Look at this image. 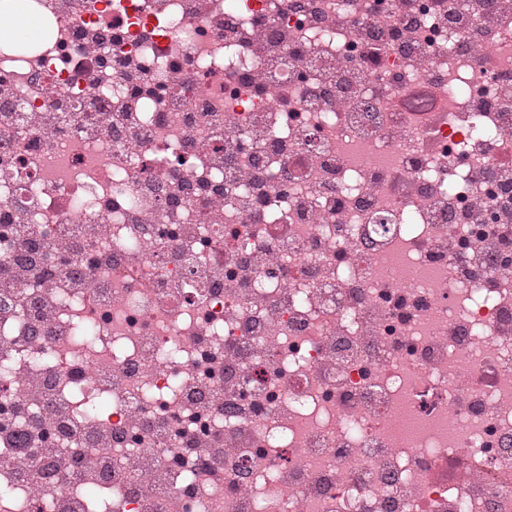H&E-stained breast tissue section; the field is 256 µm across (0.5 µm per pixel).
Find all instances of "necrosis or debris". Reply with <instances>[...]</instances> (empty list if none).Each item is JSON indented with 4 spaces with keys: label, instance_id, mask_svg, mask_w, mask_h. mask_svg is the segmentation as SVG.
Returning <instances> with one entry per match:
<instances>
[{
    "label": "necrosis or debris",
    "instance_id": "1",
    "mask_svg": "<svg viewBox=\"0 0 512 512\" xmlns=\"http://www.w3.org/2000/svg\"><path fill=\"white\" fill-rule=\"evenodd\" d=\"M17 15L0 512H512V0Z\"/></svg>",
    "mask_w": 512,
    "mask_h": 512
}]
</instances>
